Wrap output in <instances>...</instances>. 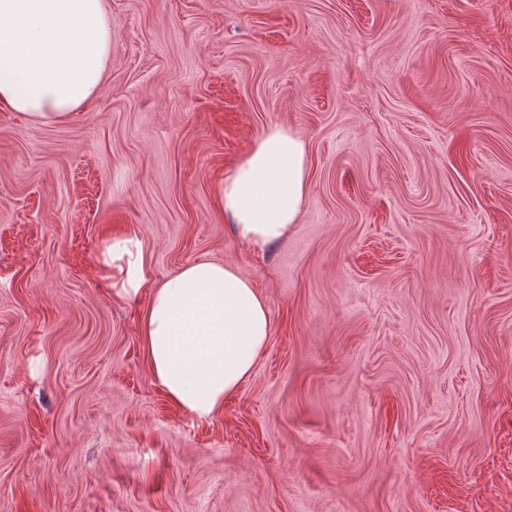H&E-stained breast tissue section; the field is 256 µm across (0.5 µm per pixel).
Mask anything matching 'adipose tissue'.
Wrapping results in <instances>:
<instances>
[{"mask_svg": "<svg viewBox=\"0 0 512 512\" xmlns=\"http://www.w3.org/2000/svg\"><path fill=\"white\" fill-rule=\"evenodd\" d=\"M112 31L103 0H0V105L63 120L98 91ZM309 191L307 145L265 129L224 179V216L256 250L285 238ZM98 262L116 294L149 292L141 334L156 383L184 411L209 420L250 377L271 334L266 297L221 261L186 265L154 284L139 238L111 240Z\"/></svg>", "mask_w": 512, "mask_h": 512, "instance_id": "adipose-tissue-1", "label": "adipose tissue"}]
</instances>
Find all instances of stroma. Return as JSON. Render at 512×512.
Returning <instances> with one entry per match:
<instances>
[{"label":"stroma","mask_w":512,"mask_h":512,"mask_svg":"<svg viewBox=\"0 0 512 512\" xmlns=\"http://www.w3.org/2000/svg\"><path fill=\"white\" fill-rule=\"evenodd\" d=\"M99 92L0 106V512H512V0H105ZM307 144L257 253L224 176ZM235 267L272 332L198 421L97 256ZM306 142L280 125L265 129L224 178V216L255 250L288 236L309 191Z\"/></svg>","instance_id":"stroma-1"}]
</instances>
